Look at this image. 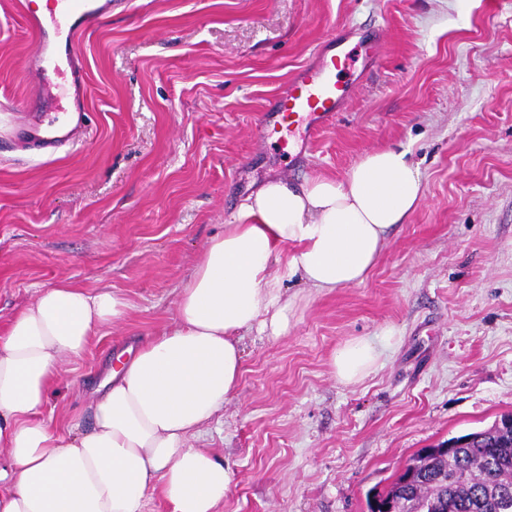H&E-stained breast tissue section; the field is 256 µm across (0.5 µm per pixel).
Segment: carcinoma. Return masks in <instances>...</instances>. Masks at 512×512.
Returning a JSON list of instances; mask_svg holds the SVG:
<instances>
[{
    "label": "carcinoma",
    "mask_w": 512,
    "mask_h": 512,
    "mask_svg": "<svg viewBox=\"0 0 512 512\" xmlns=\"http://www.w3.org/2000/svg\"><path fill=\"white\" fill-rule=\"evenodd\" d=\"M451 472L462 478L443 483ZM407 478L412 497L404 499L396 495V486ZM503 489L512 497V431L494 424L463 448L438 450L425 474L398 476L388 489L373 495L368 512H375L377 499L393 500L400 512H431L442 502L445 507L438 512H504Z\"/></svg>",
    "instance_id": "cac0c4a2"
}]
</instances>
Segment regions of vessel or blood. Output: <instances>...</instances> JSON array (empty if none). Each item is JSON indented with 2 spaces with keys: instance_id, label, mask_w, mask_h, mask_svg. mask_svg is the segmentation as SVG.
<instances>
[{
  "instance_id": "obj_1",
  "label": "vessel or blood",
  "mask_w": 512,
  "mask_h": 512,
  "mask_svg": "<svg viewBox=\"0 0 512 512\" xmlns=\"http://www.w3.org/2000/svg\"><path fill=\"white\" fill-rule=\"evenodd\" d=\"M22 7L36 38L29 66L35 93L23 109L35 113L38 102L49 94L43 82L48 71L68 68L75 92H83L84 67L74 53L73 43L77 34L100 24L110 5L108 0H53V7L46 16L32 8L29 0H24ZM348 60V55L339 51L322 56L313 65L296 72L287 93L275 108L277 126L287 129L303 120L316 132L333 119L346 98L338 76L346 69ZM84 123V118L80 117L63 129L37 116L22 137L43 149L56 148L73 141Z\"/></svg>"
}]
</instances>
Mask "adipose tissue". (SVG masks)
I'll return each instance as SVG.
<instances>
[{
  "instance_id": "obj_1",
  "label": "adipose tissue",
  "mask_w": 512,
  "mask_h": 512,
  "mask_svg": "<svg viewBox=\"0 0 512 512\" xmlns=\"http://www.w3.org/2000/svg\"><path fill=\"white\" fill-rule=\"evenodd\" d=\"M423 197L419 167L393 146L366 152L340 180H267L244 207L249 223L225 225L203 251L179 290L175 327L106 368L83 432L62 435L43 420L49 389L63 359L80 357L130 304L68 281L41 291L0 335V512H143L154 490L172 512H218L235 472L189 439L237 390L243 338L287 333L283 279L320 291L362 283ZM379 358L372 339L357 337L331 367L352 384Z\"/></svg>"
}]
</instances>
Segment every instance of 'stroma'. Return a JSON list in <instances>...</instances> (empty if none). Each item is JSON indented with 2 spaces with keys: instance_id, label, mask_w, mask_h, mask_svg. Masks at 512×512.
I'll use <instances>...</instances> for the list:
<instances>
[{
  "instance_id": "obj_1",
  "label": "stroma",
  "mask_w": 512,
  "mask_h": 512,
  "mask_svg": "<svg viewBox=\"0 0 512 512\" xmlns=\"http://www.w3.org/2000/svg\"><path fill=\"white\" fill-rule=\"evenodd\" d=\"M340 40L353 65L335 120L258 137ZM34 43L20 0H0V100L32 91ZM77 52L78 144L0 151V331L61 281L130 304L61 365L53 427L91 428L104 363L174 328L201 253L268 179H340L396 145L420 206L364 282L285 280L287 333L245 337L237 391L191 443L236 472L221 512H367L413 454L512 413V0H112ZM357 337L381 356L343 384L331 358Z\"/></svg>"
}]
</instances>
